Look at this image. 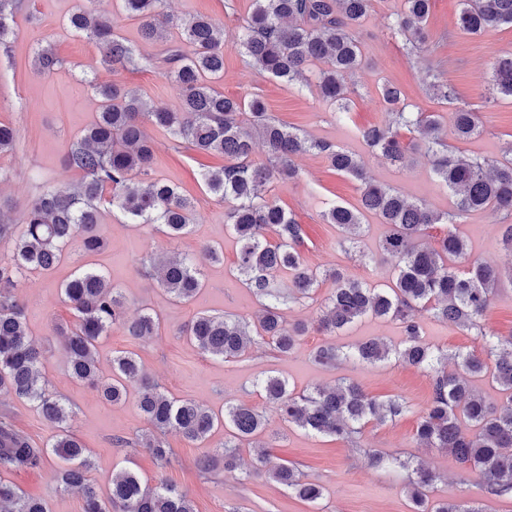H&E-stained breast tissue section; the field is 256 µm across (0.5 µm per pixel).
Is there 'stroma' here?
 <instances>
[{
	"label": "stroma",
	"mask_w": 512,
	"mask_h": 512,
	"mask_svg": "<svg viewBox=\"0 0 512 512\" xmlns=\"http://www.w3.org/2000/svg\"><path fill=\"white\" fill-rule=\"evenodd\" d=\"M401 3L374 0L370 14L355 31L366 65L351 83L347 122H337L336 106L322 100L315 84L289 85L260 74L230 44L224 48V77L216 87L231 97H261L275 120L310 139L332 143L360 156L372 183L397 189L410 199L445 212L451 210L452 198L435 176L428 156L417 154L405 166L391 165L368 151L358 130L382 119L380 90L387 82L399 85L408 103L419 110L448 114L450 105L430 98L425 91V70L430 67L479 118V135L467 142L452 141V150L501 159L512 142V100L489 101L486 81L491 63L499 55L512 52V28L489 29L477 35L463 33L457 26L460 0H432L427 25L429 51L423 60L416 61L407 57L401 39L388 30ZM167 9L178 18L209 16L232 31L243 24L252 0H169ZM79 10L111 16L117 32L141 57V64L116 74L104 67L95 45L67 28L69 16ZM13 29L8 44H0V122L17 131L14 149L0 153V173L7 177L6 184L0 186V220L18 224L44 189L71 188L82 180V172L64 168L63 160L71 143L94 121L98 111V102L87 85L89 78L100 83L121 80L154 107L177 109L178 95L165 72L167 49L177 42L178 31L172 28L167 39L145 41L139 20L128 17L116 0H23L14 16ZM41 45L52 46L62 60L53 72H40L34 65V51ZM147 133L155 144L152 176L178 186L194 202L191 232L172 239L156 226L131 224L119 210L105 209L101 219L106 238L103 251L86 255L77 247H69L67 257L55 270L27 273L18 290L26 305L30 334L44 351L43 372L53 390L70 405V429L94 461L91 481L100 490H107L113 469L124 467L148 485L162 480L175 484L191 499L196 512H412L408 472L389 464L370 466L362 454L363 449L370 448L388 457L423 460L438 476L429 494L431 501L466 500L476 503L483 512H512V493L490 494L480 473L464 468L447 451L416 444V423L431 392L428 376L393 360L376 365L343 361L326 366L311 358L314 349L329 343L351 346L379 337L399 344L403 334L398 321L366 317L333 336L313 329L288 355L277 354L267 344L259 343L230 361L203 355L186 340L182 331L198 312L248 319L258 310L259 301L237 277L239 245L224 224V212L230 203L206 190L201 176L205 156L164 129L151 125ZM295 164L298 179L272 182L266 194L304 225L307 239L302 255L309 266L321 272L340 267L350 277L373 285L389 283L394 263L376 257L386 225L375 216H365L360 248L353 251L340 246L341 233L335 225L321 220L322 212L333 206H357V182L330 169L326 160L313 152L298 156ZM457 230L484 261L505 271L512 269V247L502 240L498 216L470 213L461 219ZM206 245L221 246L224 258L204 266V287L191 303L174 301L139 264L140 258L148 254L164 257L194 253ZM84 265L103 271L121 288L126 316L146 308L160 318V328L150 339H133L118 328L103 337L98 348L103 375L112 373L113 354L132 351L170 397L190 399L216 411L228 403L263 407L253 382L265 372L285 377L298 393L341 379L352 380L368 395L403 398L409 410L393 421L369 423L347 440L311 435L285 424L270 411L264 432L238 448L239 469L228 473L219 465L208 476L197 469L202 447L171 431L165 439L177 462L172 468L161 469L140 444L150 426L139 411L136 395H128L124 403L115 406L102 401L71 376L60 350L54 327L74 319L61 295V286ZM416 318L427 343L445 350L482 348L475 332L459 329L426 311L417 312ZM1 411L9 412L16 428L38 445L49 444L56 433L33 404L3 392ZM116 436L128 438L129 447H113ZM261 451L272 462L297 463L305 479L323 486V498L314 505L305 503L267 478L251 476ZM8 479L25 495L46 501L50 512H82L80 493L57 487L49 471L12 473Z\"/></svg>",
	"instance_id": "1"
}]
</instances>
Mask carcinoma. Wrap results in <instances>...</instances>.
Wrapping results in <instances>:
<instances>
[{
    "label": "carcinoma",
    "mask_w": 512,
    "mask_h": 512,
    "mask_svg": "<svg viewBox=\"0 0 512 512\" xmlns=\"http://www.w3.org/2000/svg\"><path fill=\"white\" fill-rule=\"evenodd\" d=\"M122 9L140 21L142 36L160 38L173 18L165 12L166 0H120ZM18 0H0V43L14 34L13 17ZM431 0H404L403 9L390 25L402 39L408 54L427 46V22ZM372 9V0H253L244 25L233 39L248 63L284 83L294 85L317 71L321 97L341 108L349 94L348 80L364 66L360 43L354 35ZM458 24L462 31L478 34L489 28H512V0H462ZM68 27L94 43L102 64L117 73L138 66L134 48L120 36L112 18L87 11L73 13ZM179 44L168 50V79L175 85L179 110H157L126 85L91 83L99 101L95 121L77 138L67 154L69 167L84 174L72 191L48 188L29 205L21 225L0 224V239L14 243L12 258L0 260V392L33 403L60 433L54 442L39 446L15 428L9 413H0V473L41 471L50 455L64 466L52 470L57 485L78 487L84 496V512H195L192 501L172 483H142L132 471H112L110 486L99 491L88 479L94 462L66 424L72 410L42 373L41 351L30 336L25 308L17 288L25 273L48 272L60 264L67 248L79 244L87 254L100 252L105 238L99 230L101 206L119 209L131 224H156L171 238L189 232L194 204L177 187L151 177L153 144L146 124L167 130L204 155L221 156L225 164L202 174L207 190L233 205L224 212L240 244L237 274L261 304L257 320L231 315L197 314L184 330L189 342L205 355L225 360L241 357L254 339L288 354L300 344L309 328L290 324L282 305L311 298L322 281H333L325 299L318 329L333 335L371 316L400 322L403 340L398 345L371 338L346 351L322 346L311 353L325 365L339 360L376 364L392 358L414 367L431 380L428 406L418 418L416 441L426 448L448 451L463 466L479 471L489 493L512 492V336L481 328L504 273L472 253L469 242L450 228L439 236L429 230L452 224L470 212L489 211L512 215V145L505 156L490 162L484 158H453L447 136L471 139L478 130L477 113L455 108L448 119L408 110L403 90L390 83L381 88L384 119L360 129L372 154L392 163L407 164L409 154L423 150L433 158V171L454 198L453 210L441 213L401 193L369 183L364 165L355 154L326 141L308 139L277 124L258 97L234 99L218 91L212 81L224 75V29L207 16L197 15L176 23ZM39 70L50 72L60 64L49 46L35 52ZM428 93L453 102L455 91L428 69ZM493 95L512 98V53L491 66ZM259 133L273 165H254L251 134L242 130L240 118ZM317 151L331 169L360 183L359 208L337 205L322 214L326 224L343 233L348 247H358L362 217L372 214L388 226L380 251L394 259L391 284L370 287L338 269L320 274L309 268L301 248L307 237L299 224L275 200L260 193L273 181L291 182L298 177L293 157ZM275 242L267 239L268 233ZM215 246L198 255L143 259L157 269L165 291L179 302H190L203 288L200 268L207 261H221ZM64 300L74 312L70 325L55 329L63 337V351L73 378L93 388L107 403L122 401L128 391L138 392L139 408L153 428L145 439L158 463L173 465L165 434L175 430L189 441L204 445L217 429H224V470L237 468L235 449L265 428V415L256 407L228 404L215 413L192 400H177L150 382L138 356L122 352L112 357V375L98 367L97 346L113 327L145 338L157 333V314L147 310L130 320L124 316L119 288L95 268L83 269L62 287ZM430 311L437 319L463 330L476 329L484 355L443 351L425 343L413 311ZM491 378L506 397L496 406L470 385L475 377ZM266 405L281 419L319 436L349 437L370 422L393 420L407 411L399 398L378 400L356 383L340 380L332 387H315L296 393L277 375L258 380ZM392 462L412 469L409 480L414 512H482L478 507L442 500L428 506V492L435 475L421 464ZM255 472L313 503L322 487L301 477L287 464L269 465L258 457ZM0 512H49L45 502L26 497L10 482L0 479Z\"/></svg>",
    "instance_id": "1"
}]
</instances>
